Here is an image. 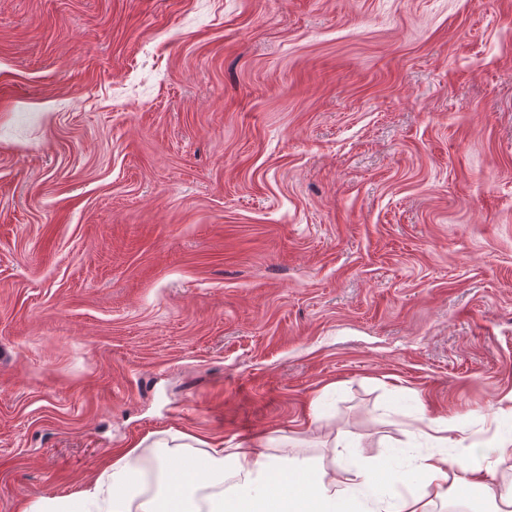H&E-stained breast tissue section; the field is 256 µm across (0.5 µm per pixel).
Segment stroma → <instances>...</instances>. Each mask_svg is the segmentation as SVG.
Listing matches in <instances>:
<instances>
[{"instance_id": "obj_1", "label": "stroma", "mask_w": 512, "mask_h": 512, "mask_svg": "<svg viewBox=\"0 0 512 512\" xmlns=\"http://www.w3.org/2000/svg\"><path fill=\"white\" fill-rule=\"evenodd\" d=\"M512 0H0V512L182 431L512 492ZM480 455V448H474L470 455L448 457V454H432L420 459L417 471L426 489L431 488L436 498H448V480L450 489L458 496L469 495L475 490L488 499L496 495L491 486L484 482L475 459Z\"/></svg>"}]
</instances>
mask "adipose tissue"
<instances>
[{"label":"adipose tissue","mask_w":512,"mask_h":512,"mask_svg":"<svg viewBox=\"0 0 512 512\" xmlns=\"http://www.w3.org/2000/svg\"><path fill=\"white\" fill-rule=\"evenodd\" d=\"M160 453L157 485L141 476V445L114 452L112 465L73 497L43 498L27 512H429L425 495L405 490L398 468L366 466L345 479L289 453L267 455L211 445L202 459L186 452L190 437L171 433L155 442ZM479 449L451 457L444 453L420 459L417 471L435 497L449 491H480L493 498L475 463Z\"/></svg>","instance_id":"1"}]
</instances>
